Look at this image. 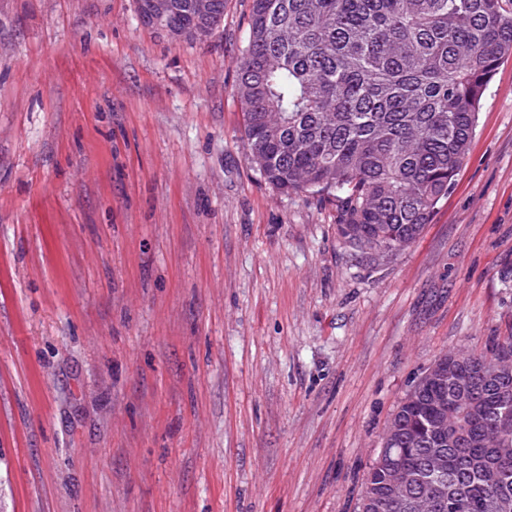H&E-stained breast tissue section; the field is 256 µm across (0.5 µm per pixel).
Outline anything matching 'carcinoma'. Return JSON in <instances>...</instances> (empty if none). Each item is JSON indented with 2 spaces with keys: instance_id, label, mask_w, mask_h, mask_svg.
Listing matches in <instances>:
<instances>
[{
  "instance_id": "cac0c4a2",
  "label": "carcinoma",
  "mask_w": 512,
  "mask_h": 512,
  "mask_svg": "<svg viewBox=\"0 0 512 512\" xmlns=\"http://www.w3.org/2000/svg\"><path fill=\"white\" fill-rule=\"evenodd\" d=\"M237 64L244 133L259 175L290 194L327 192L352 248L384 257L412 244L448 197L496 67L512 57V0H251ZM170 35L215 30L170 0ZM491 357H439L462 372ZM388 433L408 456L410 496L440 491L436 512H512V371L465 402L430 384L409 393ZM358 512H412L384 500Z\"/></svg>"
}]
</instances>
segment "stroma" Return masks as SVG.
Instances as JSON below:
<instances>
[{
    "label": "stroma",
    "instance_id": "35a3bbf8",
    "mask_svg": "<svg viewBox=\"0 0 512 512\" xmlns=\"http://www.w3.org/2000/svg\"><path fill=\"white\" fill-rule=\"evenodd\" d=\"M251 0H0V512H357L405 395L512 336V59L431 224L377 262L244 136ZM171 11L167 30L173 37H193L198 33L215 30L224 15V0L209 2L205 12L196 11L194 0H170Z\"/></svg>",
    "mask_w": 512,
    "mask_h": 512
}]
</instances>
